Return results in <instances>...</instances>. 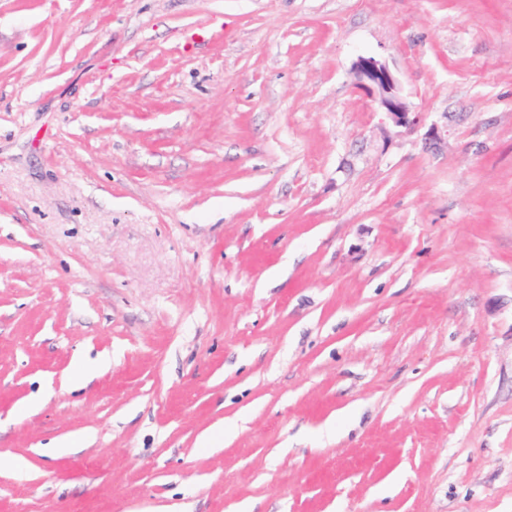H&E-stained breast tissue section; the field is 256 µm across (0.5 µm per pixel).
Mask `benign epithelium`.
Wrapping results in <instances>:
<instances>
[{
    "label": "benign epithelium",
    "instance_id": "benign-epithelium-1",
    "mask_svg": "<svg viewBox=\"0 0 512 512\" xmlns=\"http://www.w3.org/2000/svg\"><path fill=\"white\" fill-rule=\"evenodd\" d=\"M359 86L397 127H414L420 117L410 110L399 79L381 58L360 56L353 65Z\"/></svg>",
    "mask_w": 512,
    "mask_h": 512
}]
</instances>
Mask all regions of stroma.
Instances as JSON below:
<instances>
[{
	"mask_svg": "<svg viewBox=\"0 0 512 512\" xmlns=\"http://www.w3.org/2000/svg\"><path fill=\"white\" fill-rule=\"evenodd\" d=\"M0 512H512V0H0ZM359 86L373 99L380 112L397 127H414L420 117L411 112L399 79L381 58L360 56L353 65Z\"/></svg>",
	"mask_w": 512,
	"mask_h": 512,
	"instance_id": "stroma-1",
	"label": "stroma"
}]
</instances>
